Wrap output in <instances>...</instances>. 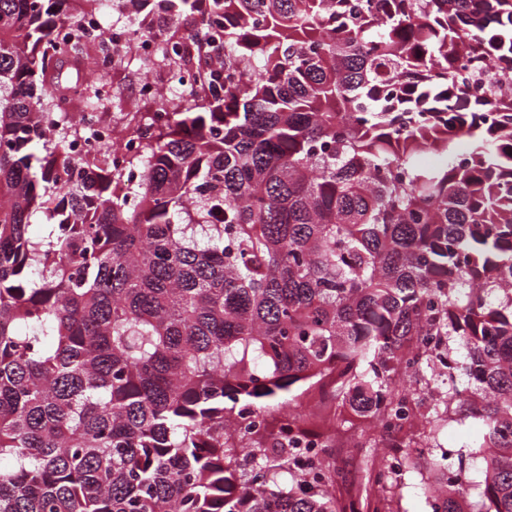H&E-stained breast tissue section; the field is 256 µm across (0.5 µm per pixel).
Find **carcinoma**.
I'll return each instance as SVG.
<instances>
[{
	"mask_svg": "<svg viewBox=\"0 0 512 512\" xmlns=\"http://www.w3.org/2000/svg\"><path fill=\"white\" fill-rule=\"evenodd\" d=\"M156 2L112 0L182 47L123 177L69 150L102 0H0V512H363L299 468L328 388L371 512L423 468L512 512V0ZM480 424L473 418H464L461 421L453 423L448 431L440 436V443L443 448H454L460 446L463 442L473 439L479 431ZM326 432L333 439V457L344 476L336 485V497L345 499L353 496L360 498L365 504L372 503L379 494L370 473L382 457L384 440L380 433L375 432L368 441L366 437L358 438L359 432L354 429H339L335 432L331 429ZM358 441L363 443V448L356 447Z\"/></svg>",
	"mask_w": 512,
	"mask_h": 512,
	"instance_id": "cac0c4a2",
	"label": "carcinoma"
}]
</instances>
